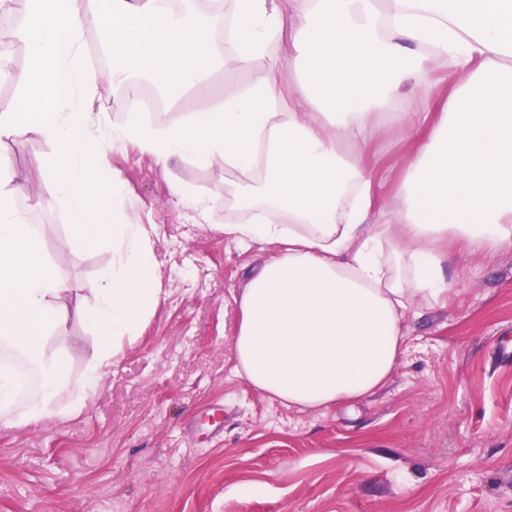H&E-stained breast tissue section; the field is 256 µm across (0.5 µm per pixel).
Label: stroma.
I'll use <instances>...</instances> for the list:
<instances>
[{"mask_svg": "<svg viewBox=\"0 0 512 512\" xmlns=\"http://www.w3.org/2000/svg\"><path fill=\"white\" fill-rule=\"evenodd\" d=\"M248 74L217 72L211 89L181 95L175 121L205 111L212 90ZM51 142H0L10 188L74 301L89 303L109 256L64 248L61 209H32L36 160ZM415 143L384 117L362 158L378 194L393 195ZM130 216L149 231L161 297L137 339L79 415L36 426L0 424V512H512V365L496 362L512 336V250L456 251L445 304L421 307L385 387L357 403L291 407L234 371L237 300L270 254L224 236L223 206L198 224L170 194L180 182L223 197V165L157 164L137 146L110 156ZM66 407L80 389L86 327L68 312ZM224 411L223 428L203 413Z\"/></svg>", "mask_w": 512, "mask_h": 512, "instance_id": "35a3bbf8", "label": "stroma"}]
</instances>
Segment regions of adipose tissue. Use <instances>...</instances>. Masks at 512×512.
<instances>
[{"label": "adipose tissue", "instance_id": "obj_1", "mask_svg": "<svg viewBox=\"0 0 512 512\" xmlns=\"http://www.w3.org/2000/svg\"><path fill=\"white\" fill-rule=\"evenodd\" d=\"M0 13L15 18L0 43L28 53L19 70L0 57V82L16 89L0 102V140L52 143L35 164L34 207H63L73 254L111 256L93 303L77 309L89 357L68 413L96 394L159 301L149 234L128 218L124 180L108 165L126 143L163 165L236 171L223 200L177 183L172 194L201 222L223 204L225 236L272 247L238 300L232 360L293 406L355 402L386 383L408 317L448 298L445 244L512 249V0H235L225 39L213 16L166 0H0ZM90 31L113 55L128 108L119 124L97 106ZM437 63L450 90L431 117L411 104ZM221 69L251 78L177 122L146 121L129 94L133 78L189 93ZM383 112L417 142L386 202L361 158ZM11 178L0 155V342L37 365L40 386L17 420L28 426L62 411L72 290L15 207Z\"/></svg>", "mask_w": 512, "mask_h": 512}]
</instances>
